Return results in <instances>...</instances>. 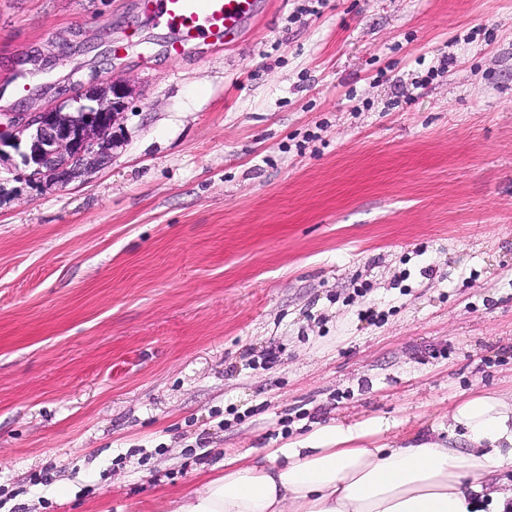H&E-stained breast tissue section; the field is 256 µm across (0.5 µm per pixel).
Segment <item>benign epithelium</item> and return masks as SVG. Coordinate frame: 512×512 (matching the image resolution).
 I'll use <instances>...</instances> for the list:
<instances>
[{
  "label": "benign epithelium",
  "mask_w": 512,
  "mask_h": 512,
  "mask_svg": "<svg viewBox=\"0 0 512 512\" xmlns=\"http://www.w3.org/2000/svg\"><path fill=\"white\" fill-rule=\"evenodd\" d=\"M133 94L124 79L93 82L72 97L75 108L63 101L12 122L0 130V161L10 148L23 166L17 179L46 188L67 184L112 157L120 143L116 128Z\"/></svg>",
  "instance_id": "7a95c632"
}]
</instances>
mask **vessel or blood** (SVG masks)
<instances>
[{
	"label": "vessel or blood",
	"mask_w": 512,
	"mask_h": 512,
	"mask_svg": "<svg viewBox=\"0 0 512 512\" xmlns=\"http://www.w3.org/2000/svg\"><path fill=\"white\" fill-rule=\"evenodd\" d=\"M145 13L171 35L170 57L182 56L187 43H229L258 14L257 0H142Z\"/></svg>",
	"instance_id": "obj_1"
}]
</instances>
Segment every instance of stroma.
Instances as JSON below:
<instances>
[{
	"label": "stroma",
	"mask_w": 512,
	"mask_h": 512,
	"mask_svg": "<svg viewBox=\"0 0 512 512\" xmlns=\"http://www.w3.org/2000/svg\"><path fill=\"white\" fill-rule=\"evenodd\" d=\"M260 2L173 58L139 0H0L1 123L136 88L109 163L0 173V512H173L315 423L444 440L512 392V0Z\"/></svg>",
	"instance_id": "obj_1"
}]
</instances>
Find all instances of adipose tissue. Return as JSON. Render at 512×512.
Returning <instances> with one entry per match:
<instances>
[{
  "label": "adipose tissue",
  "mask_w": 512,
  "mask_h": 512,
  "mask_svg": "<svg viewBox=\"0 0 512 512\" xmlns=\"http://www.w3.org/2000/svg\"><path fill=\"white\" fill-rule=\"evenodd\" d=\"M383 419L316 427L288 448L225 460L174 512H512L491 478L512 471V395H475L448 413L447 440L369 448ZM469 447L460 451L454 438Z\"/></svg>",
  "instance_id": "ef3b65f1"
}]
</instances>
